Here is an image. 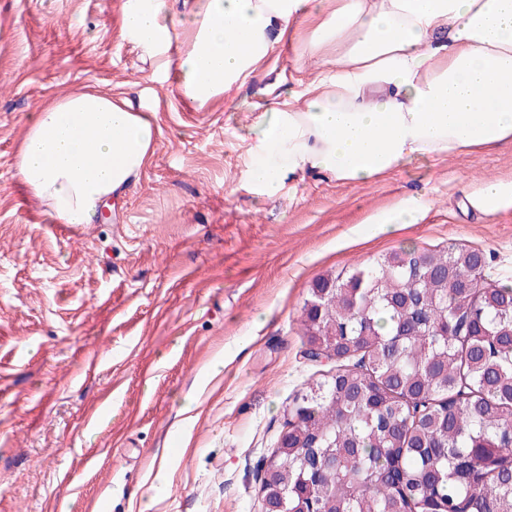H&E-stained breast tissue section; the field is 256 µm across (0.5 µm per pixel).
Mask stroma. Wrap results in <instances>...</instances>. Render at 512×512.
I'll return each instance as SVG.
<instances>
[{
	"label": "stroma",
	"mask_w": 512,
	"mask_h": 512,
	"mask_svg": "<svg viewBox=\"0 0 512 512\" xmlns=\"http://www.w3.org/2000/svg\"><path fill=\"white\" fill-rule=\"evenodd\" d=\"M123 2L0 0V512H263L294 398L336 370L307 355L313 281L455 246L512 283V209L463 203L469 185L512 180V144L416 156L365 182L308 171L267 196L248 176L262 90L311 78L315 62L283 42L200 105L177 71L148 82L149 51L120 34ZM83 84L127 95L162 137L106 218L71 225L32 197L15 157L40 108ZM407 196L431 201L419 223H371Z\"/></svg>",
	"instance_id": "35a3bbf8"
}]
</instances>
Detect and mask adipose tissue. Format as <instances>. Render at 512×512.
Segmentation results:
<instances>
[{
  "instance_id": "adipose-tissue-1",
  "label": "adipose tissue",
  "mask_w": 512,
  "mask_h": 512,
  "mask_svg": "<svg viewBox=\"0 0 512 512\" xmlns=\"http://www.w3.org/2000/svg\"><path fill=\"white\" fill-rule=\"evenodd\" d=\"M168 0H124L122 35L169 64ZM319 70L272 101L249 170L278 194L317 170L364 181L414 155L512 142V0H192L177 67L201 104L243 85L291 30ZM161 128L111 89L82 86L45 103L17 147L31 194L64 224H90L150 164ZM470 206L512 208V180L466 189Z\"/></svg>"
}]
</instances>
